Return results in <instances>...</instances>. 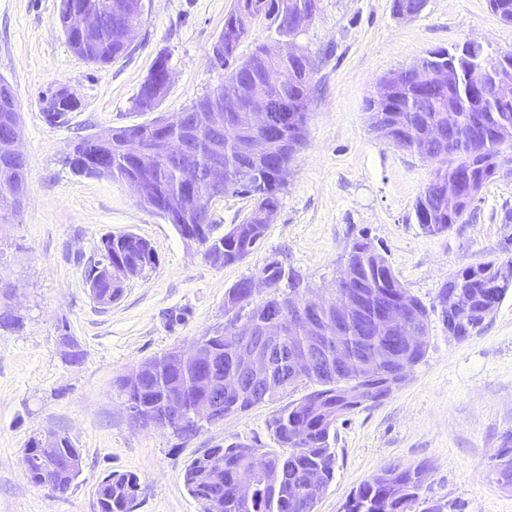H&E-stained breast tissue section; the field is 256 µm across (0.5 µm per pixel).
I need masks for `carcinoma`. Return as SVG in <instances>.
<instances>
[{
    "mask_svg": "<svg viewBox=\"0 0 512 512\" xmlns=\"http://www.w3.org/2000/svg\"><path fill=\"white\" fill-rule=\"evenodd\" d=\"M140 0H61L58 25L72 51L83 60L107 64L127 53L120 29L106 26L96 42L84 43L80 32L70 27L74 15L97 13L112 7L123 14L126 23L142 25L144 14ZM422 0H394L393 10L400 17L419 14ZM492 13L503 23L512 24V0H488ZM322 10V0H233L224 14V29L210 48L215 64L227 70L224 83L213 93L224 91L228 84L245 87L250 97L235 102L223 101L224 133V194L243 195L253 200V206L239 224H234L221 236L208 234L202 238L204 256L213 265L224 267L246 259L264 238L278 214L284 184L278 178L281 166L289 165L294 153L290 143L305 141L307 112L311 105V84L314 64L304 53L298 56L273 58L268 46L258 44L241 59L238 48L248 38L251 28L264 22L281 38L293 37L299 25H308ZM512 61V52L499 57L485 55L481 45L467 49V59L458 64L457 83L443 91L426 96L413 76L395 71L398 82L394 93L384 105L383 126L391 130L379 135L385 143L413 155L421 153L438 157L439 166L431 174L425 189L414 203V217L422 229L429 226L446 233L455 224L467 221L473 214L475 198L459 184V162L467 163L468 178L480 192L495 178L496 163L512 154V99L492 98L485 111L471 110L474 90V68L493 67L503 60ZM168 58H156L151 71L141 85L134 107L140 112H152L167 93L163 77ZM288 76L283 88L294 105L296 120L286 126L280 140L274 142L267 157L246 165L247 148L258 134L251 112V99L269 93L272 80ZM211 95L180 112V126L162 127L154 120L128 127L140 132L150 145L166 141L171 149L147 165H138L121 154L120 141L100 143L94 151L112 159L110 179L129 182L134 178L153 186V200L164 199L181 204L186 224H205L214 229L210 208L213 197L208 181L210 150L205 145L188 140L190 132L210 107ZM456 114V127L448 134V107ZM20 118L13 86L0 77V145L7 143L13 119ZM436 126L441 137L430 138L427 129ZM188 167L196 172L197 196L183 195L182 173ZM27 159L6 149L0 150V197L24 192ZM453 190L460 197L458 209L450 213L440 206L439 195ZM156 258L150 244L143 238L124 233L108 235L101 241L98 258L91 261L86 272L90 294L97 304L110 306L121 299L126 283L139 277L152 266ZM512 269V256L502 261L490 260L471 266L452 277L440 289L445 292L454 283L462 285L460 299L477 312L470 327L457 333L466 339L479 333L485 323L480 311L491 297V282L504 268ZM258 275L273 286L272 295L259 296L243 278L224 292V330L215 336L201 337L199 357L190 352L174 357V349L142 362L143 371L137 380L126 376L116 379V386L126 402L143 406L160 422L181 436L197 433L194 421L196 409L205 403H219L224 416L247 412L268 401H275L298 386L313 385V390L280 408L267 421V428L283 451L265 450L250 442L236 441L225 448H211L193 459L186 467L183 482L188 492L202 507V512H315L335 477L336 453L333 442L336 422L344 415L363 406L383 400V390L375 383H365L358 391L346 380L336 377L334 353L336 346L348 347L355 358L354 372L373 362L383 374L393 371L390 353L401 346L407 328L390 334H379L375 318L384 311L401 308L406 311L408 324L429 328L427 308L404 287L387 260L381 254L366 250L361 242L352 244L349 263L341 269L334 287L323 291L320 307L314 312L323 329L324 351L313 370L299 372L290 361L293 353H303L306 331L294 318L282 324L284 341L274 356L270 372L282 380L275 391H266L258 380L246 378L243 393L227 392L217 381L234 367L233 327L240 320L252 319L261 324L269 319L275 305H286L301 293L302 279L286 269L281 262L270 260L261 266ZM179 397L182 411L172 414L167 407L170 396ZM23 461L30 481L37 486L52 482L51 490L64 494L78 478L82 454L66 435L56 432L39 434L29 439ZM219 464L224 469V484L212 481L211 469ZM318 474L317 484L306 480L310 472ZM427 468L423 465L403 467L389 464L378 474L363 481L345 504V512H411L421 500ZM247 482L255 487L253 499L244 504L234 494V486ZM142 493V479L133 471L112 472L97 485L99 512H133Z\"/></svg>",
    "mask_w": 512,
    "mask_h": 512,
    "instance_id": "1",
    "label": "carcinoma"
}]
</instances>
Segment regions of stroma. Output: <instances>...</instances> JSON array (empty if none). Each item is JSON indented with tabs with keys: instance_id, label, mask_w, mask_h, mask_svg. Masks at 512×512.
Returning <instances> with one entry per match:
<instances>
[{
	"instance_id": "1",
	"label": "stroma",
	"mask_w": 512,
	"mask_h": 512,
	"mask_svg": "<svg viewBox=\"0 0 512 512\" xmlns=\"http://www.w3.org/2000/svg\"><path fill=\"white\" fill-rule=\"evenodd\" d=\"M60 0H0V77L17 93L28 160L19 208L0 211V280L16 288L22 324L0 328V512H98L96 488L113 471H134L143 490L134 512H201L183 484L190 462L236 439L274 448L268 402L184 439L170 428L131 423L114 381L173 347L223 328L224 292L276 259L315 289L331 287L354 240L382 254L409 292L430 309L424 359L380 405L336 424V471L316 512H343L350 493L389 463L426 464L423 495L447 512H512V485L498 467L512 448V292L476 336L449 335L436 310L448 278L512 247V175L489 182L476 217L429 235L414 219L433 162L384 144L365 100L384 74L428 50L475 41L493 56L512 52V25L486 0H426L416 17L393 0H323L298 37L316 73L306 143L293 158L281 206L257 250L217 267L203 247L140 207L126 184L75 174L62 158L77 136L180 111L216 88L210 59L232 0H151L128 53L107 65L70 49L56 23ZM172 78L156 113L133 106L158 55ZM78 106L49 123L43 100L58 88ZM136 234L156 264L104 307L85 269L102 238ZM82 358L70 361V344ZM56 431L82 453L66 494L30 482L23 464L31 436Z\"/></svg>"
}]
</instances>
